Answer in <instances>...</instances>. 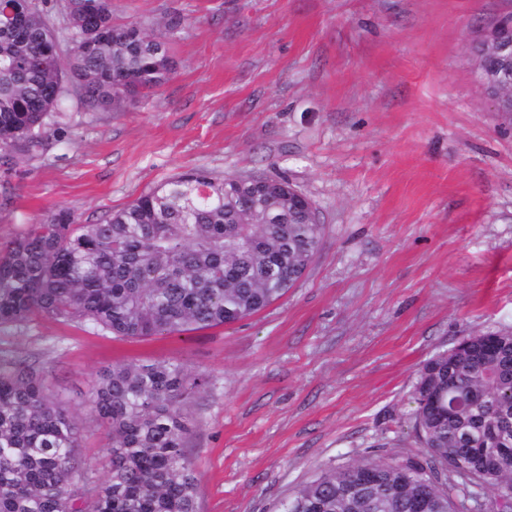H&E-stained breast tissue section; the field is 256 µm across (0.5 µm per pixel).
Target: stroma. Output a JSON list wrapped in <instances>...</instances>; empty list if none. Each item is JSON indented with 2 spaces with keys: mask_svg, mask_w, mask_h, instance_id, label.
Masks as SVG:
<instances>
[{
  "mask_svg": "<svg viewBox=\"0 0 512 512\" xmlns=\"http://www.w3.org/2000/svg\"><path fill=\"white\" fill-rule=\"evenodd\" d=\"M512 0H112L164 37L175 71L123 111L71 100L64 142L0 168V240L68 208L92 224L169 178L279 176L323 225L305 274L232 325L142 339L34 317L0 331L81 427L113 362H177L206 383L187 448L200 512H277L322 469L416 452L417 371L462 336L512 327V131L476 46Z\"/></svg>",
  "mask_w": 512,
  "mask_h": 512,
  "instance_id": "1",
  "label": "stroma"
}]
</instances>
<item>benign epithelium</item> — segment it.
Listing matches in <instances>:
<instances>
[{"label": "benign epithelium", "mask_w": 512, "mask_h": 512, "mask_svg": "<svg viewBox=\"0 0 512 512\" xmlns=\"http://www.w3.org/2000/svg\"><path fill=\"white\" fill-rule=\"evenodd\" d=\"M477 69L483 87L490 89L488 99L495 111L512 105V22L498 23L481 41ZM293 207L310 213L313 223H320L318 212L310 199L300 191L288 193Z\"/></svg>", "instance_id": "1"}]
</instances>
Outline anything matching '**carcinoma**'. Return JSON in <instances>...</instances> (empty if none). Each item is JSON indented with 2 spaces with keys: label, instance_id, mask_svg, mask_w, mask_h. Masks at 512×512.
<instances>
[{
  "label": "carcinoma",
  "instance_id": "carcinoma-1",
  "mask_svg": "<svg viewBox=\"0 0 512 512\" xmlns=\"http://www.w3.org/2000/svg\"><path fill=\"white\" fill-rule=\"evenodd\" d=\"M67 61L47 0H8L0 14V165L45 149L46 126L77 81L99 108L166 83L165 42L112 24V0H64ZM288 180L176 175L95 224L64 208L0 243V329L33 317L78 319L123 338L230 325L282 297L315 257L322 225L288 213ZM419 369L412 428L419 454L364 459L320 471L280 512H462L465 493L512 490V454L486 470L475 448H512V329L464 337ZM205 383L179 363L116 362L97 375L89 403L108 427V476L75 483L87 460L79 425L24 359L0 361V512H198L186 440L188 404ZM484 408L466 404L473 393ZM376 481L362 487V472Z\"/></svg>",
  "mask_w": 512,
  "mask_h": 512
}]
</instances>
